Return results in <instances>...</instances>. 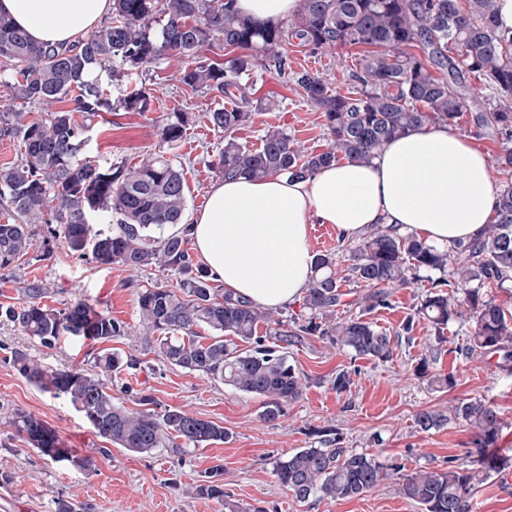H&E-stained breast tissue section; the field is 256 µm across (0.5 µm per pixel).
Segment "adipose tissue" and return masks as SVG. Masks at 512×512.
<instances>
[{
  "instance_id": "1",
  "label": "adipose tissue",
  "mask_w": 512,
  "mask_h": 512,
  "mask_svg": "<svg viewBox=\"0 0 512 512\" xmlns=\"http://www.w3.org/2000/svg\"><path fill=\"white\" fill-rule=\"evenodd\" d=\"M112 11V0H0L36 42L70 45ZM498 204L489 158L445 123L386 142L367 162L344 159L310 178L272 174L214 183L191 225L197 257L227 291L268 310L302 299L313 274V224L340 240L377 224L444 250L478 236Z\"/></svg>"
}]
</instances>
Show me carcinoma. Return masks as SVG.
I'll list each match as a JSON object with an SVG mask.
<instances>
[{"label":"carcinoma","instance_id":"cac0c4a2","mask_svg":"<svg viewBox=\"0 0 512 512\" xmlns=\"http://www.w3.org/2000/svg\"><path fill=\"white\" fill-rule=\"evenodd\" d=\"M230 2L112 0L109 21L71 46L37 43L0 16V86L13 101L56 106L40 119L30 120L20 111L0 114V136L24 147L20 161L0 168V196L10 203L0 222V270L9 271L28 255L37 226L46 224L49 239L74 254L89 253L101 265L178 272L175 289L156 283L138 291V313L148 331L142 338L145 347L171 366L263 398L267 422L279 420L303 395L305 378L284 349L317 336L356 357L391 360L390 337L365 316L391 306V289L420 278L429 289L417 313L428 320L436 339L443 341L448 323H467L470 330L459 355L467 361L495 357L512 371V312L488 291L512 281V35L498 30L495 0H299L286 27L242 17ZM294 39L313 53L357 48L351 90L334 91L322 77L293 70L285 46ZM217 43L227 50L220 62L204 55V48ZM164 58L185 63L181 82L187 88L227 100L207 114L210 126L224 133V148L211 161L223 178L281 174L292 181L306 179L343 159L368 161L385 142L424 124L453 126L469 111L473 125L490 131L500 145L493 162L505 181L496 214L478 237L447 250L413 233L377 225L359 244L346 245L343 268L334 252L316 255L315 275L302 303L309 317H296L286 328L276 314L215 286L208 269L189 252L188 228L165 233L182 223L187 196L182 173L163 152H149L131 168L118 165L106 172L91 160H77L87 146V125L77 117L90 118L111 106L102 77L119 82L126 72ZM260 64L297 86L319 113L328 137L322 151H305L278 128L267 129L258 149L236 139L235 132L255 113L272 107L254 98L249 82ZM433 67L442 75H434ZM466 74L480 84L463 85ZM152 105L153 96L143 85L117 100L126 112L144 114ZM187 123L184 112L161 121V142H183ZM94 213L115 218L117 229L94 230ZM348 279L366 291L351 302L359 312L339 318L337 309L345 305L342 282ZM19 294L22 303L1 308L0 317L44 346L62 336L104 343L128 334L124 323L86 301L50 307L42 303V289L35 284L20 288ZM261 324L268 329L264 336L257 335ZM197 328L211 335L199 336ZM235 338L252 348L239 351ZM12 363L41 390L66 396L99 437L130 452L199 448L229 439L224 427L181 408L158 414L119 405L94 375L49 369L24 351H14ZM95 366L117 376L135 362L102 349ZM414 370L437 389L456 384L452 372H431L426 358ZM452 419L472 429L470 463L400 476V493L422 512H473L476 488L508 464L489 454L502 431L492 401L469 398L445 409H423L415 424L429 432ZM6 426L11 436L53 462L79 470L94 467L93 457L72 454L56 430L32 413L18 409ZM310 435L317 444L278 458L273 467L278 481L300 502L358 498L400 471L396 464L384 465L343 446L332 428H312ZM194 492L237 512L224 498L220 465L205 472Z\"/></svg>","mask_w":512,"mask_h":512}]
</instances>
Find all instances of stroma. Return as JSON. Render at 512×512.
<instances>
[{
  "mask_svg": "<svg viewBox=\"0 0 512 512\" xmlns=\"http://www.w3.org/2000/svg\"><path fill=\"white\" fill-rule=\"evenodd\" d=\"M287 52L294 69L316 73L333 88H346L356 63L351 48L312 54L293 44ZM179 69V63L169 59L140 68L138 80L153 96L152 112H103L91 118L83 154L103 167L134 164L145 152L161 148L158 125L162 119L173 112L187 113L186 138L169 155L183 173L185 214L190 217L203 208L217 180L208 162L223 147L224 136L214 132L206 119L218 98L188 89ZM253 80L257 96L272 100L273 107L256 114L250 125L238 131L239 142L258 148L264 132L279 127L307 151H321L325 132L300 90L272 69L256 68ZM179 280L173 271L135 273L118 264L101 266L58 244L49 252L35 249L12 274H0V305L18 304L19 287L34 283L42 288L45 304L64 308L84 300L126 324L128 335L113 338L110 347L122 357L139 359L140 366L108 380L116 402L139 408L137 393L142 390L153 397L154 411L180 407L224 426L230 434L229 441L204 448H158L144 454L107 444L67 398L42 391L11 363L12 353L22 349L47 368L91 373L96 344L65 336L46 347L2 320L0 426L16 410L31 412L54 427L71 451L96 459L94 469L81 471L65 462H52L22 440L0 433V493L9 495L11 512H55L61 499L81 502L84 512H225L216 501L192 493L204 473L216 465L224 468V492L230 502L262 512H420L416 503L400 494L396 476L352 500L297 501L278 482L274 462L295 449L310 447L309 429L330 426L342 435L346 447L374 455L385 465L400 463L406 474L462 465L468 460L472 438L464 423L452 421L423 432L414 418L423 409L476 397L496 404L503 429L495 451L512 458V374L501 371L492 360H462L457 350L466 341L467 329L459 323H449L443 341H436L429 322L417 313L423 282L395 289L391 307L368 316L379 330L395 338L391 361L359 358L315 337L288 347L289 361L305 376L303 396L287 408L285 417L268 422L261 416L260 397L170 366L143 349L139 289L155 282L173 286ZM409 319L414 322L410 339H398V331ZM425 357L432 359L434 371L455 373L453 389L435 390L415 376V365ZM342 370L351 371L353 384L347 395L339 396L331 381ZM473 512H512V466L477 488Z\"/></svg>",
  "mask_w": 512,
  "mask_h": 512,
  "instance_id": "35a3bbf8",
  "label": "stroma"
}]
</instances>
